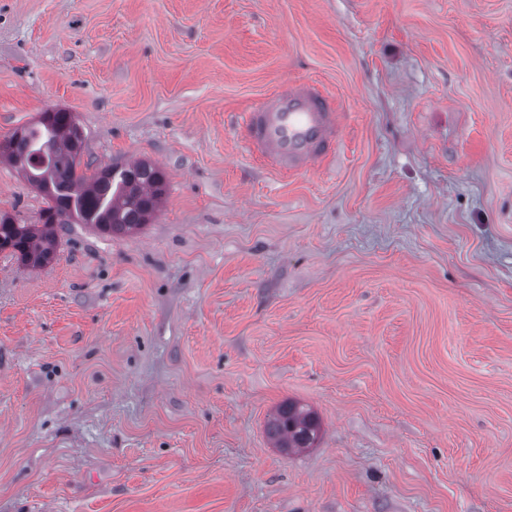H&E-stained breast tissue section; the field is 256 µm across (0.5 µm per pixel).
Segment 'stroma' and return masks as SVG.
Returning a JSON list of instances; mask_svg holds the SVG:
<instances>
[{
	"label": "stroma",
	"instance_id": "obj_1",
	"mask_svg": "<svg viewBox=\"0 0 512 512\" xmlns=\"http://www.w3.org/2000/svg\"><path fill=\"white\" fill-rule=\"evenodd\" d=\"M302 80L342 137L279 176L226 117ZM55 107L168 192L0 252V512H512V0H0V142ZM267 432L276 448L288 451L311 448L319 439V418L310 409L287 400L270 415Z\"/></svg>",
	"mask_w": 512,
	"mask_h": 512
}]
</instances>
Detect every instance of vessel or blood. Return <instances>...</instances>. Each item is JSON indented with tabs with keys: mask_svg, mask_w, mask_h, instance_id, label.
<instances>
[{
	"mask_svg": "<svg viewBox=\"0 0 512 512\" xmlns=\"http://www.w3.org/2000/svg\"><path fill=\"white\" fill-rule=\"evenodd\" d=\"M234 123L245 151L281 174L332 158L341 129L335 97L309 81L283 85Z\"/></svg>",
	"mask_w": 512,
	"mask_h": 512,
	"instance_id": "b4317fda",
	"label": "vessel or blood"
}]
</instances>
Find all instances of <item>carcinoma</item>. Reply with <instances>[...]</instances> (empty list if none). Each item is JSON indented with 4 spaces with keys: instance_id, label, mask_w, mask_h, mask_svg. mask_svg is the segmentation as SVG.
I'll return each mask as SVG.
<instances>
[{
    "instance_id": "cac0c4a2",
    "label": "carcinoma",
    "mask_w": 512,
    "mask_h": 512,
    "mask_svg": "<svg viewBox=\"0 0 512 512\" xmlns=\"http://www.w3.org/2000/svg\"><path fill=\"white\" fill-rule=\"evenodd\" d=\"M78 127L69 110L47 109L0 144V159L16 166L47 200L38 224H17L0 213V252L11 251L28 267L41 268L53 259L58 231L68 224L129 233L150 223L162 205L166 174L146 160L105 167L90 177L78 172L85 148ZM267 432L277 448H310L319 439V418L287 400L270 415Z\"/></svg>"
}]
</instances>
